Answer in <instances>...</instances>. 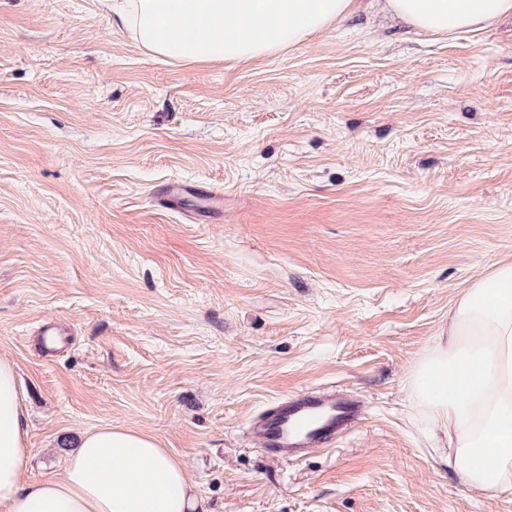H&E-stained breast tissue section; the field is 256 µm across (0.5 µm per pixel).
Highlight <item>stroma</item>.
Returning a JSON list of instances; mask_svg holds the SVG:
<instances>
[{
  "mask_svg": "<svg viewBox=\"0 0 512 512\" xmlns=\"http://www.w3.org/2000/svg\"><path fill=\"white\" fill-rule=\"evenodd\" d=\"M110 0H0V357L27 482L82 434L147 433L206 512H512L417 432L406 378L448 307L512 257V21L451 37L360 5L246 64L148 56ZM223 192L197 223L171 182ZM70 332L55 352L42 325ZM344 386L367 414L288 461L246 432ZM193 193L191 184H172L165 187L163 194L160 196L163 201L162 206L165 209L174 211H183L181 204L185 196Z\"/></svg>",
  "mask_w": 512,
  "mask_h": 512,
  "instance_id": "obj_1",
  "label": "stroma"
}]
</instances>
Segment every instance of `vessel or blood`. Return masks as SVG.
<instances>
[{
  "mask_svg": "<svg viewBox=\"0 0 512 512\" xmlns=\"http://www.w3.org/2000/svg\"><path fill=\"white\" fill-rule=\"evenodd\" d=\"M362 417L363 403L356 395L308 389L268 404L248 422L247 432L272 455L298 459L335 446Z\"/></svg>",
  "mask_w": 512,
  "mask_h": 512,
  "instance_id": "obj_1",
  "label": "vessel or blood"
}]
</instances>
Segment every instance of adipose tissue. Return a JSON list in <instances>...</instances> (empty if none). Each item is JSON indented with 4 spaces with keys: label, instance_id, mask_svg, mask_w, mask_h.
<instances>
[{
    "label": "adipose tissue",
    "instance_id": "ef3b65f1",
    "mask_svg": "<svg viewBox=\"0 0 512 512\" xmlns=\"http://www.w3.org/2000/svg\"><path fill=\"white\" fill-rule=\"evenodd\" d=\"M436 35L512 17V0H380ZM114 21L149 55L243 63L294 49L353 12V0H115ZM416 424L459 485L512 492V260L495 262L449 305L410 370ZM20 379L0 359V512H203L184 462L146 433L85 431L55 477L24 484L30 456Z\"/></svg>",
    "mask_w": 512,
    "mask_h": 512
}]
</instances>
